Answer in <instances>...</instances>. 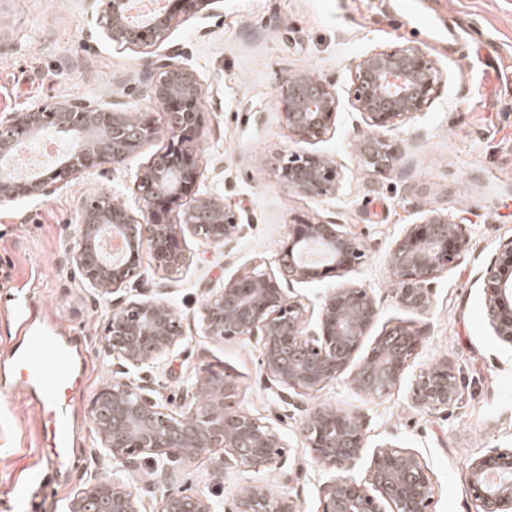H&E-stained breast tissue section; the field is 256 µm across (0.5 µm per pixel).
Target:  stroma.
<instances>
[{
    "label": "stroma",
    "mask_w": 512,
    "mask_h": 512,
    "mask_svg": "<svg viewBox=\"0 0 512 512\" xmlns=\"http://www.w3.org/2000/svg\"><path fill=\"white\" fill-rule=\"evenodd\" d=\"M169 7L175 20L168 43L205 89L203 127L194 139L203 165L197 194L222 200L248 226L223 247L185 234L189 262L174 275L143 253V280L115 295L85 285L75 268L81 209L106 190L137 210L134 183L165 139L137 148L123 165L105 163L78 175L50 195L0 200V262L13 264L10 279H0V355L14 343L11 307L27 293L63 335L86 344L78 440L59 467L40 469L41 437L26 396L17 389L0 395V512H68L73 490L91 474L111 477L90 415L96 390L117 370L102 352L101 336L117 300L130 302L145 291L171 305L185 330L183 341L150 370L161 396L180 406L204 367L228 376L238 407L275 427L290 450L292 481L274 471L266 482L298 496L306 512H318L330 475L301 455L299 413L266 378L258 344L214 340L202 328L209 292L237 273L276 269L288 227L301 219L344 225L362 241V263L294 289L310 307L340 285L375 296L379 316L357 359L395 327L425 333L382 397L367 398L343 376L305 396L304 404L362 414L368 452L351 472L356 481L367 476L370 450L404 448L428 468L433 512H479L465 483L469 464L490 449L512 448V343L495 335L481 281L500 244L512 239V0H218L213 10L194 15L178 0ZM402 45L427 52L444 85L427 109L380 130L399 161L379 174L361 158L369 130L349 98L351 64ZM160 54L119 46L93 30L86 0H0V116L84 99L150 116L168 129L165 110L141 81ZM300 72L332 85L340 100L334 128L311 144L295 143L279 109L286 80ZM292 153L333 160L340 172L335 194L301 196L268 174L272 157ZM433 209L462 227L469 247L436 279L433 304L422 314L397 303L388 253L408 225ZM441 359L461 372V402L436 412L412 406L418 375ZM256 479L236 469L215 474L209 457L185 468L178 486L210 498L215 512H229Z\"/></svg>",
    "instance_id": "stroma-1"
}]
</instances>
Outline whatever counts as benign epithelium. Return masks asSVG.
<instances>
[{
	"label": "benign epithelium",
	"instance_id": "benign-epithelium-1",
	"mask_svg": "<svg viewBox=\"0 0 512 512\" xmlns=\"http://www.w3.org/2000/svg\"><path fill=\"white\" fill-rule=\"evenodd\" d=\"M90 17L113 42L127 47H153L170 35L175 14L162 10L149 21H129L130 0H89ZM172 49L145 76L151 96L168 112L183 113L184 123L167 133V147L155 154L135 182L139 213L96 195L82 208V224L74 261L93 288L108 283L113 290L140 280L141 254L150 251L157 265L177 272L188 260L180 245L184 231L221 246L240 232L235 212L210 197L198 198L183 216L184 227L169 213L192 193L203 175L201 159L191 143L201 125L205 91L196 74L177 61ZM179 89L171 92L168 82ZM440 71L417 46L368 53L352 64L350 98L371 131L363 160L376 172L392 169L396 151L378 131L393 128L424 111L437 96ZM339 97L326 82L307 72L291 76L281 97L282 120L299 143L321 140L336 122ZM73 132V148L48 174L15 179L9 158L15 141L1 134L32 136L48 122ZM162 134L147 117L104 111L89 101H65L51 108L17 112L0 120V197L41 196L70 183L78 174L110 162L118 166L138 145ZM271 171L286 189L306 197L336 193L337 165L318 154L290 156L272 163ZM110 231L123 237L118 260L106 258L98 240ZM468 238L448 214L433 209L403 233L389 253L396 283L394 297L420 313L432 306V285L452 268L467 249ZM361 240L333 222L300 221L291 225L278 251V272H241L213 290L203 307L206 335L249 338L261 349V365L284 389L297 396L318 391L346 374L366 396L380 397L399 381L407 362L421 346L424 333L399 329L395 343L379 341L363 363L352 366L363 338L375 324L379 305L363 288L340 286L320 299L317 315L289 296L296 284L338 277L361 263ZM485 304L492 311L497 335L512 341V240L497 249L483 274ZM184 336L179 314L156 297H145L116 309L104 327L102 348L122 370L140 369L162 361ZM209 383L203 396L197 385L185 391L187 407L174 409L160 401L147 379L115 377L98 389L91 420L104 455L112 462V479L91 476L73 493L69 512H214L209 499L172 489L156 510L123 488L120 475L146 465L156 482L173 485L186 465L224 449L220 470L255 473L283 470L287 464L279 432L268 423L237 410L232 404L236 384L202 370ZM411 404L429 411L446 410L459 399L455 368L441 359L424 369L410 395ZM301 412V451L333 473L322 488L321 512H431L432 486L427 467L413 451L394 446L372 454L367 481L359 484L349 472L365 451L364 421L355 411H338L294 402ZM466 484L482 512H512V448H494L474 459ZM234 512H303L299 498L257 482L237 496Z\"/></svg>",
	"mask_w": 512,
	"mask_h": 512
}]
</instances>
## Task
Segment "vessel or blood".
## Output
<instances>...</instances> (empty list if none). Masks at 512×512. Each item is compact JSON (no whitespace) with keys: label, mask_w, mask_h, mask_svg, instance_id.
Segmentation results:
<instances>
[{"label":"vessel or blood","mask_w":512,"mask_h":512,"mask_svg":"<svg viewBox=\"0 0 512 512\" xmlns=\"http://www.w3.org/2000/svg\"><path fill=\"white\" fill-rule=\"evenodd\" d=\"M19 338L0 363L11 366L31 393L45 439L40 465L54 467L68 448L76 427L70 406L83 392L82 343L62 336L31 303L14 314Z\"/></svg>","instance_id":"b4317fda"}]
</instances>
